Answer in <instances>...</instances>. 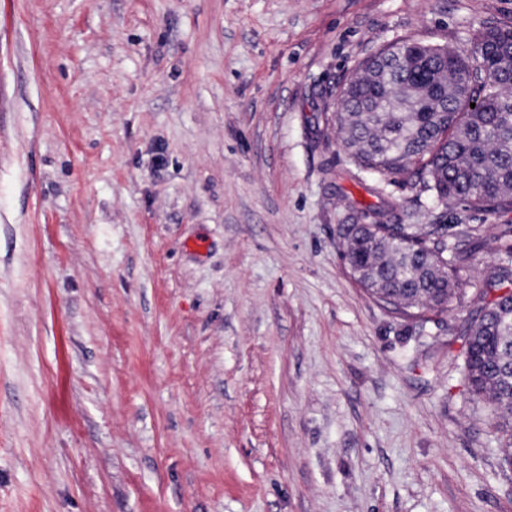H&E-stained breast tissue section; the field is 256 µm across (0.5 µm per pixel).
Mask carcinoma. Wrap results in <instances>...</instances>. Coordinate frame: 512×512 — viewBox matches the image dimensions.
Returning <instances> with one entry per match:
<instances>
[{"instance_id":"1","label":"carcinoma","mask_w":512,"mask_h":512,"mask_svg":"<svg viewBox=\"0 0 512 512\" xmlns=\"http://www.w3.org/2000/svg\"><path fill=\"white\" fill-rule=\"evenodd\" d=\"M512 46V27L479 30L467 50L403 38L359 62L346 80L336 124L356 165L381 176L416 179L443 204L512 211V75L492 56ZM475 107H470V104ZM446 224L343 225V256L377 301L415 317L450 302L460 265L484 247L446 253ZM463 331V374L470 391L497 406L512 470V262L495 268Z\"/></svg>"}]
</instances>
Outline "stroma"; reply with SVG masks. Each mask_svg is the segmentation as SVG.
I'll return each mask as SVG.
<instances>
[{
  "label": "stroma",
  "mask_w": 512,
  "mask_h": 512,
  "mask_svg": "<svg viewBox=\"0 0 512 512\" xmlns=\"http://www.w3.org/2000/svg\"><path fill=\"white\" fill-rule=\"evenodd\" d=\"M512 0H0V512H512L462 372L512 212L359 173L339 90ZM463 225L449 307L370 298L340 225Z\"/></svg>",
  "instance_id": "1"
}]
</instances>
